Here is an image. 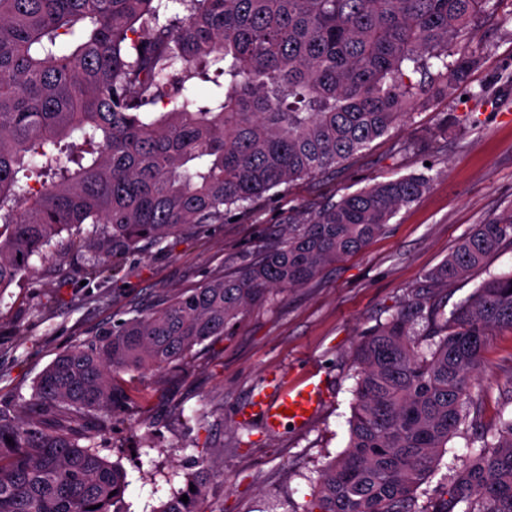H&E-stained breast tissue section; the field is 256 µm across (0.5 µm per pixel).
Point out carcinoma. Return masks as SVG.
I'll list each match as a JSON object with an SVG mask.
<instances>
[{"mask_svg":"<svg viewBox=\"0 0 512 512\" xmlns=\"http://www.w3.org/2000/svg\"><path fill=\"white\" fill-rule=\"evenodd\" d=\"M485 2L180 0L185 14L163 19V0H0V290L64 231L90 226L72 239L93 257L89 277L342 165L418 101L466 83L477 59L457 39L475 31ZM429 184L422 174L377 181L279 225L276 242L235 271L61 353L32 405L95 419L123 398L118 375L180 361L249 306L309 284ZM505 244L512 212L475 225L431 286ZM502 327L512 329V272L449 312L433 292L411 290L354 350L348 444L304 512H512V415L466 438L478 450L442 494H417L465 434L484 345ZM81 439L0 409V512H127L125 471ZM217 460L198 461L188 502L178 494L154 512H215Z\"/></svg>","mask_w":512,"mask_h":512,"instance_id":"1","label":"carcinoma"}]
</instances>
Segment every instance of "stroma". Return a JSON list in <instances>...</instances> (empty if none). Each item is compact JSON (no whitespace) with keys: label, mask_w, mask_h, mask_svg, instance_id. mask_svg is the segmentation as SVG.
<instances>
[{"label":"stroma","mask_w":512,"mask_h":512,"mask_svg":"<svg viewBox=\"0 0 512 512\" xmlns=\"http://www.w3.org/2000/svg\"><path fill=\"white\" fill-rule=\"evenodd\" d=\"M468 39L478 57L451 96L417 103L390 132L325 174L276 188L223 223L143 247L83 284L86 262L67 241L33 257L31 271L0 291V407L45 430L52 415L32 405L36 382L59 353L215 275L240 267L273 241L290 212H311L377 181L431 179L359 254L311 284L270 295L219 339L143 376L124 374L125 399L74 430L121 465L129 512H153L180 493L201 453L218 450L209 498L222 512H302L324 465L341 454L357 375L359 338L400 309L474 225L512 211V0H487ZM512 272V247L492 253L443 294L456 305L492 274ZM319 371L326 400L303 428L266 430L241 413L271 374ZM474 432L512 414V330L489 337L475 382Z\"/></svg>","instance_id":"stroma-1"}]
</instances>
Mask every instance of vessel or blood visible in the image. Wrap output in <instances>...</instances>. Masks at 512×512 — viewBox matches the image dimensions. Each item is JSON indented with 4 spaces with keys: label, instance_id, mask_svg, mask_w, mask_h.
I'll list each match as a JSON object with an SVG mask.
<instances>
[{
    "label": "vessel or blood",
    "instance_id": "b4317fda",
    "mask_svg": "<svg viewBox=\"0 0 512 512\" xmlns=\"http://www.w3.org/2000/svg\"><path fill=\"white\" fill-rule=\"evenodd\" d=\"M324 398L323 380L313 371L293 384L275 383L270 391L258 394L252 406L267 430L275 433L296 424L304 413H318Z\"/></svg>",
    "mask_w": 512,
    "mask_h": 512
}]
</instances>
